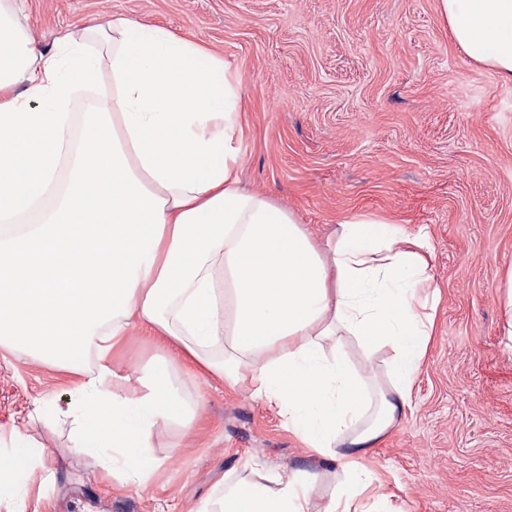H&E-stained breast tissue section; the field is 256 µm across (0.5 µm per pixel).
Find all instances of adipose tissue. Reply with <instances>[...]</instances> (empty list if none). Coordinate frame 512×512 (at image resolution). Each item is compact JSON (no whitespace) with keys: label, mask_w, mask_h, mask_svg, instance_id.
I'll return each instance as SVG.
<instances>
[{"label":"adipose tissue","mask_w":512,"mask_h":512,"mask_svg":"<svg viewBox=\"0 0 512 512\" xmlns=\"http://www.w3.org/2000/svg\"><path fill=\"white\" fill-rule=\"evenodd\" d=\"M454 40L512 80V0H439ZM0 0V349L72 377V453L118 487H146L152 433L178 420L169 371L208 375L286 419L343 479L323 512H392L365 461L411 403L433 327L424 233L353 217L318 240L295 214L243 191L242 79L230 63L129 18L36 50ZM109 69L87 112L76 93ZM175 347L126 387L110 352L132 326ZM389 347L386 377L342 348ZM41 452L0 448V497L25 499ZM303 471L239 480L194 512H309Z\"/></svg>","instance_id":"adipose-tissue-1"}]
</instances>
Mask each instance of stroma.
<instances>
[{
	"label": "stroma",
	"mask_w": 512,
	"mask_h": 512,
	"mask_svg": "<svg viewBox=\"0 0 512 512\" xmlns=\"http://www.w3.org/2000/svg\"><path fill=\"white\" fill-rule=\"evenodd\" d=\"M37 49L85 25L130 17L224 57L242 77L241 186L292 210L319 236L356 215L425 230L441 290L411 406L369 465L402 512H512V348L502 334L501 275L512 264V81L469 58L438 0H22ZM172 350L133 328L120 375ZM70 375L0 350V440L43 445L25 501L0 512H190L227 473H317L314 512L339 478L308 456L276 411L247 388L176 377L194 427L158 426L164 464L147 488H117L75 456Z\"/></svg>",
	"instance_id": "1"
}]
</instances>
